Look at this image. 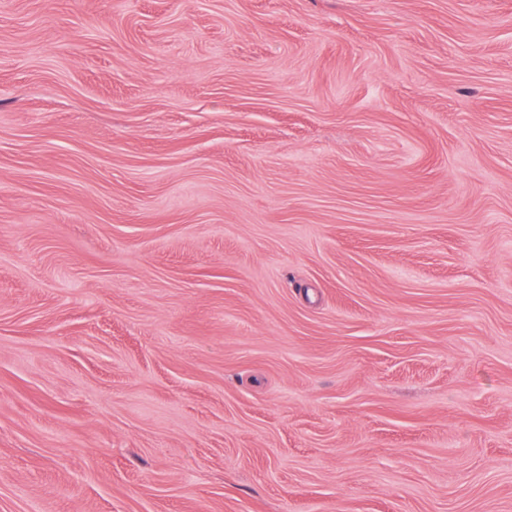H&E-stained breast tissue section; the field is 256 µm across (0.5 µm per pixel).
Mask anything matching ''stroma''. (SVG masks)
Masks as SVG:
<instances>
[{
  "label": "stroma",
  "instance_id": "1",
  "mask_svg": "<svg viewBox=\"0 0 512 512\" xmlns=\"http://www.w3.org/2000/svg\"><path fill=\"white\" fill-rule=\"evenodd\" d=\"M0 512H512V0H0Z\"/></svg>",
  "mask_w": 512,
  "mask_h": 512
}]
</instances>
